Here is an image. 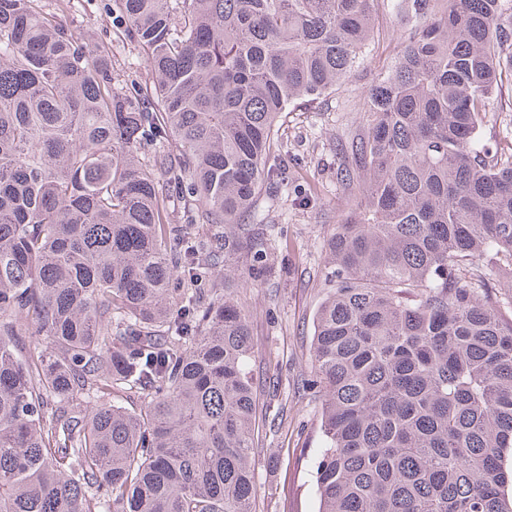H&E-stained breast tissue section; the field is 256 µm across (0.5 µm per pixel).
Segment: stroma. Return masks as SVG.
<instances>
[{
  "label": "stroma",
  "instance_id": "stroma-1",
  "mask_svg": "<svg viewBox=\"0 0 512 512\" xmlns=\"http://www.w3.org/2000/svg\"><path fill=\"white\" fill-rule=\"evenodd\" d=\"M75 37L94 31L112 45V86L125 92L151 84L137 43L116 37L112 0H73L65 18ZM399 19L379 2L368 54L332 94L293 103L276 130L288 158V185H268L261 210L270 226L271 277L240 293L255 344L264 423L255 453L256 512H317L316 462L322 448L320 402L303 390L312 363L314 316L330 270L326 239L347 209L336 170V145L365 122L363 104L377 74L394 65L403 41ZM499 110L479 130L483 143L512 146V74L503 73Z\"/></svg>",
  "mask_w": 512,
  "mask_h": 512
}]
</instances>
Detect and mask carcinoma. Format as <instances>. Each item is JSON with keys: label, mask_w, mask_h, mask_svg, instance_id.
<instances>
[{"label": "carcinoma", "mask_w": 512, "mask_h": 512, "mask_svg": "<svg viewBox=\"0 0 512 512\" xmlns=\"http://www.w3.org/2000/svg\"><path fill=\"white\" fill-rule=\"evenodd\" d=\"M375 2L115 0L153 75L133 94L71 0H0V512H254L238 290L271 273L274 126L360 66ZM386 2L407 39L337 148L305 379L318 512H512V316L481 273L512 266V153L476 141L512 0ZM172 196L215 231L165 223Z\"/></svg>", "instance_id": "1"}]
</instances>
